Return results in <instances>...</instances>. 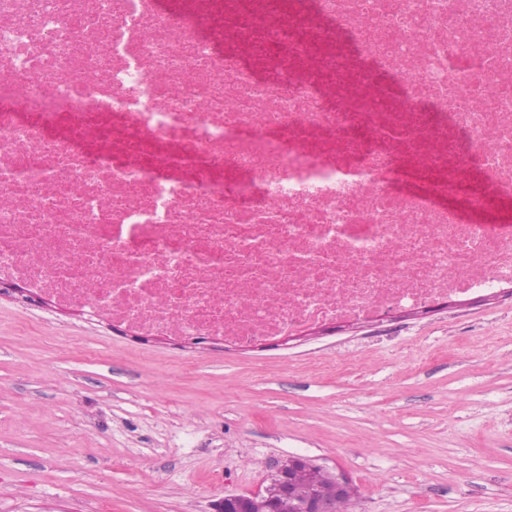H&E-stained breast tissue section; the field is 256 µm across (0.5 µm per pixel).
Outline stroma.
<instances>
[{"instance_id":"obj_1","label":"stroma","mask_w":512,"mask_h":512,"mask_svg":"<svg viewBox=\"0 0 512 512\" xmlns=\"http://www.w3.org/2000/svg\"><path fill=\"white\" fill-rule=\"evenodd\" d=\"M292 456L351 512H512V295L238 348L0 294V512H213Z\"/></svg>"}]
</instances>
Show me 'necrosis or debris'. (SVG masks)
<instances>
[{
  "instance_id": "obj_1",
  "label": "necrosis or debris",
  "mask_w": 512,
  "mask_h": 512,
  "mask_svg": "<svg viewBox=\"0 0 512 512\" xmlns=\"http://www.w3.org/2000/svg\"><path fill=\"white\" fill-rule=\"evenodd\" d=\"M512 0H0V280L274 344L512 288Z\"/></svg>"
}]
</instances>
